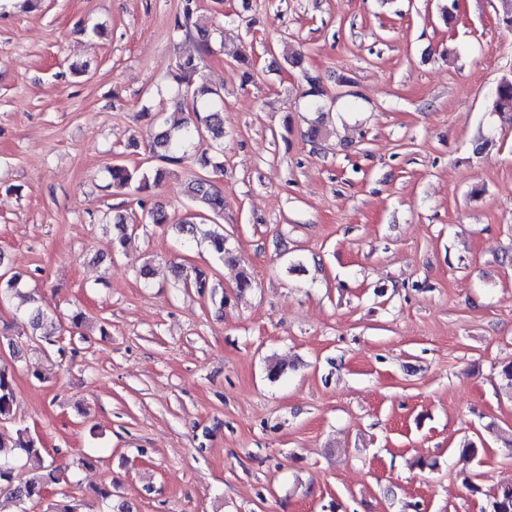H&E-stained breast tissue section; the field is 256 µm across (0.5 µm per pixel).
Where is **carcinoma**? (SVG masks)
<instances>
[{"instance_id":"cac0c4a2","label":"carcinoma","mask_w":512,"mask_h":512,"mask_svg":"<svg viewBox=\"0 0 512 512\" xmlns=\"http://www.w3.org/2000/svg\"><path fill=\"white\" fill-rule=\"evenodd\" d=\"M182 16L175 21V28L195 29L200 52H212V33L204 24L194 20L197 0H182ZM199 58L193 54L179 56L170 65L168 73L176 87L177 108L186 117L174 122L153 137V153L166 165H179L191 155L197 156L200 172L188 183L186 190L187 214L174 225L177 235L185 241L199 239L208 243L219 258L230 254L224 229L219 219L224 216V194L217 185V177L224 174V99L221 92L198 80ZM494 111L512 110V80L504 79L498 85L489 102ZM208 148L201 149L202 145ZM169 174L166 166L141 169L130 168L117 161L108 168L113 187L134 188L146 192L158 186ZM177 278L184 286L203 293L213 287L210 276L193 267H178ZM22 276L13 273L0 279V302L19 293ZM27 322L30 336L37 341L54 346L61 340L62 327L33 300ZM16 396L13 376L8 366L0 364V419L13 417ZM44 448L40 440L28 428L20 427L15 435H0V493L11 496L27 512L30 504L38 505L44 500L45 490L55 485L59 488L57 500L49 504L44 512H78L79 505L66 492L67 480L64 471L49 464L37 475L26 477L20 473L17 461L41 459ZM489 512H512V486L499 491V497L489 503Z\"/></svg>"}]
</instances>
